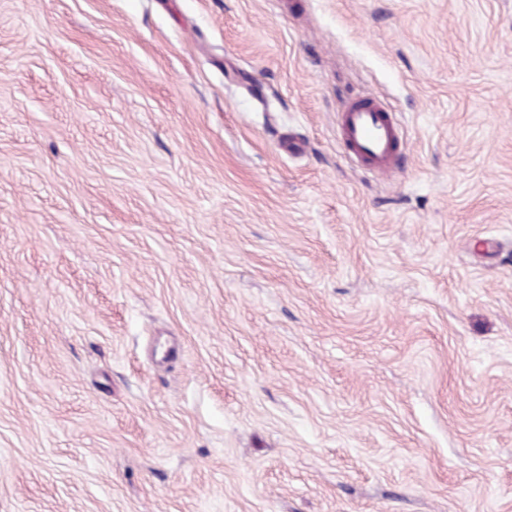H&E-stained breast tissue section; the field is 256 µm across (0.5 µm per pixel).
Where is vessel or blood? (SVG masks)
I'll return each instance as SVG.
<instances>
[{
  "mask_svg": "<svg viewBox=\"0 0 512 512\" xmlns=\"http://www.w3.org/2000/svg\"><path fill=\"white\" fill-rule=\"evenodd\" d=\"M337 135L347 158L367 170L387 175L400 160L403 128L377 100L347 103L338 115Z\"/></svg>",
  "mask_w": 512,
  "mask_h": 512,
  "instance_id": "obj_1",
  "label": "vessel or blood"
}]
</instances>
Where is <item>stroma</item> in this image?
<instances>
[{"instance_id": "35a3bbf8", "label": "stroma", "mask_w": 512, "mask_h": 512, "mask_svg": "<svg viewBox=\"0 0 512 512\" xmlns=\"http://www.w3.org/2000/svg\"><path fill=\"white\" fill-rule=\"evenodd\" d=\"M0 512H512V0H0ZM391 112L375 99H358L338 114V142L347 158L380 175L390 174L401 157L404 131Z\"/></svg>"}]
</instances>
